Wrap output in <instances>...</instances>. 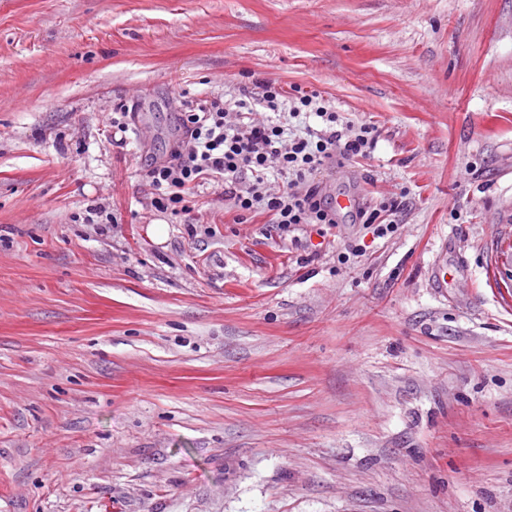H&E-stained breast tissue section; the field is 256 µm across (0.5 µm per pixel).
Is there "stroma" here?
<instances>
[{
  "instance_id": "stroma-1",
  "label": "stroma",
  "mask_w": 512,
  "mask_h": 512,
  "mask_svg": "<svg viewBox=\"0 0 512 512\" xmlns=\"http://www.w3.org/2000/svg\"><path fill=\"white\" fill-rule=\"evenodd\" d=\"M253 75L378 125L316 181L393 236L154 209ZM511 276L512 0H0V512H512ZM402 201L398 197L383 199L379 203L362 204L357 210L356 217L364 229L370 230L376 238L392 236L398 230V213Z\"/></svg>"
}]
</instances>
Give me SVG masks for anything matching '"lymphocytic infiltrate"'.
Here are the masks:
<instances>
[{
	"instance_id": "lymphocytic-infiltrate-1",
	"label": "lymphocytic infiltrate",
	"mask_w": 512,
	"mask_h": 512,
	"mask_svg": "<svg viewBox=\"0 0 512 512\" xmlns=\"http://www.w3.org/2000/svg\"><path fill=\"white\" fill-rule=\"evenodd\" d=\"M278 115V122L254 120L256 109ZM315 115L318 127L291 133L289 120ZM183 133L167 160L151 164L157 211L187 210L190 186L209 180L224 186V199L240 213L265 214L280 230L300 225L335 227L336 211L325 205L315 176L369 155L379 138L375 123L353 124L326 103L320 92L254 78L227 100H205L188 106ZM281 183L271 189L267 172ZM401 203L390 197L362 205L356 212L364 229L377 238L398 230Z\"/></svg>"
}]
</instances>
